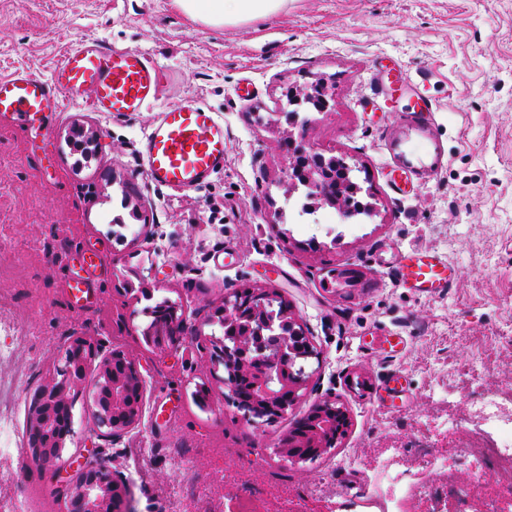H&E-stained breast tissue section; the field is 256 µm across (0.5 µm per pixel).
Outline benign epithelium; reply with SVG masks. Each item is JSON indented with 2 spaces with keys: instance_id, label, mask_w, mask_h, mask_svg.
Returning <instances> with one entry per match:
<instances>
[{
  "instance_id": "1",
  "label": "benign epithelium",
  "mask_w": 512,
  "mask_h": 512,
  "mask_svg": "<svg viewBox=\"0 0 512 512\" xmlns=\"http://www.w3.org/2000/svg\"><path fill=\"white\" fill-rule=\"evenodd\" d=\"M287 144L291 183L300 178L311 187L314 197L339 206L345 184L322 181L321 170L327 163L324 155L303 138L290 136ZM169 312L171 316L165 322L171 329L170 336L165 340L147 337L162 352L180 347L187 329L186 320L175 309ZM216 314L224 327L218 361L224 366V383L232 405L256 426L295 406L310 379L302 362L319 353L288 301L274 289L248 286L224 298ZM275 315L288 324L289 331L278 336L272 347L258 344L254 337L264 335ZM71 344L87 349L83 362L76 366L64 356L63 364L48 374L27 406L26 438L31 461L65 475L67 512H123L128 486L121 474L102 458L68 464L62 461L60 448L72 433L69 392L84 383L88 368L97 371L93 415L114 441L141 423L144 378L123 351L84 336L73 337ZM349 426L350 417L344 407L328 399L315 402L281 439L277 453L291 462L312 459L336 446Z\"/></svg>"
}]
</instances>
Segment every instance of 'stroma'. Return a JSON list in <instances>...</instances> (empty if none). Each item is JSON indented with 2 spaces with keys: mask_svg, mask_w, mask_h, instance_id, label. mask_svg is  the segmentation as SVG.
I'll list each match as a JSON object with an SVG mask.
<instances>
[{
  "mask_svg": "<svg viewBox=\"0 0 512 512\" xmlns=\"http://www.w3.org/2000/svg\"><path fill=\"white\" fill-rule=\"evenodd\" d=\"M90 38L145 53L164 87L133 114L65 97L47 134L0 121V381L13 386L15 423L0 499L66 512L52 470L27 457L25 411L71 337L86 336L135 359L143 417L109 441L84 385L61 453L105 452L129 481L128 512H236L245 498L261 512H512L496 461L463 456L487 399L512 393V0H288L220 28L175 0H0V76L50 77ZM318 83L329 110L287 123L289 92ZM183 101L223 121L227 160L173 197L133 175L145 133ZM79 129L100 139L86 163L71 143ZM291 132L353 167L372 218L327 205L295 216L303 192L280 147ZM414 247L447 258L448 294L395 282L392 260ZM92 253L102 262L85 268ZM336 268L358 283L332 287ZM79 274L81 300L70 288ZM245 286L278 289L319 353L300 402L259 427L228 402L212 349L164 354L141 334L146 308L166 301L188 329L222 339L207 316ZM391 375L403 385L393 396L379 388ZM325 397L348 410L346 438L316 459L282 460V436Z\"/></svg>",
  "mask_w": 512,
  "mask_h": 512,
  "instance_id": "1",
  "label": "stroma"
}]
</instances>
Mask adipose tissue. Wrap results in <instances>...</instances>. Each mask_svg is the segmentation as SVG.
I'll return each mask as SVG.
<instances>
[{
    "label": "adipose tissue",
    "instance_id": "1",
    "mask_svg": "<svg viewBox=\"0 0 512 512\" xmlns=\"http://www.w3.org/2000/svg\"><path fill=\"white\" fill-rule=\"evenodd\" d=\"M193 21L221 27L276 14L286 0H175Z\"/></svg>",
    "mask_w": 512,
    "mask_h": 512
}]
</instances>
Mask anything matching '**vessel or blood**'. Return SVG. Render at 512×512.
<instances>
[{
    "mask_svg": "<svg viewBox=\"0 0 512 512\" xmlns=\"http://www.w3.org/2000/svg\"><path fill=\"white\" fill-rule=\"evenodd\" d=\"M163 74L146 54L85 40L68 51L45 80L25 69L0 77V118L24 125H50L64 96L89 95L95 111H143L160 92ZM140 173L153 187L173 193L208 184L224 170V123L194 102L165 109L140 143ZM397 283L417 295L449 292L447 263L429 250L410 249L392 263Z\"/></svg>",
    "mask_w": 512,
    "mask_h": 512,
    "instance_id": "vessel-or-blood-1",
    "label": "vessel or blood"
}]
</instances>
